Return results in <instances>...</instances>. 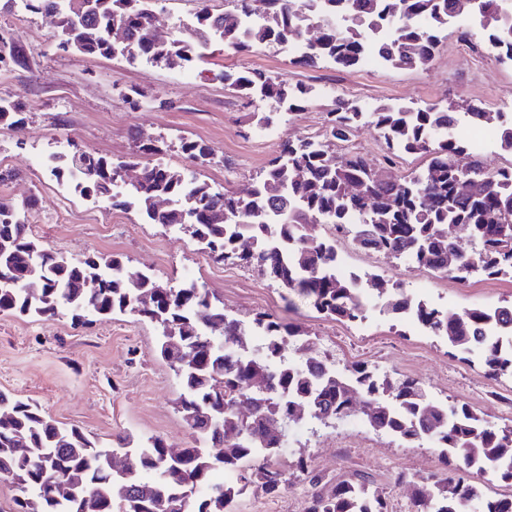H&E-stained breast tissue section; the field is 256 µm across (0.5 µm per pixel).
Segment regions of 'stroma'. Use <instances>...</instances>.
<instances>
[{"mask_svg":"<svg viewBox=\"0 0 512 512\" xmlns=\"http://www.w3.org/2000/svg\"><path fill=\"white\" fill-rule=\"evenodd\" d=\"M20 40L30 65L0 71V98L20 97L26 105L20 127L0 125V168L15 171L0 185V199L30 203L31 234L69 258L114 254L129 269L169 283L193 280L224 302L227 315L242 321L269 312L317 337L331 361L362 364L422 382L443 403H464L495 423L512 422V381L495 382L481 361L467 362L441 336L423 333L416 323L384 316L370 326L337 321L289 296L273 280L240 261L213 258L185 230L149 223L134 206L60 192L37 160L53 144L79 143L109 159L183 167L179 142H204L215 151L212 163L196 167L197 177L216 189L246 194L282 143L299 136L323 140L344 156L357 152L377 172L404 176L425 167L424 158L404 154L386 165V148L371 126H357L348 140L325 135V116L336 98L365 111L380 105L446 107L466 101L489 112L512 114V63L496 52H473L457 37L456 25L441 34L428 68L392 66L370 71L340 70L321 61L303 67L286 60L279 46L238 52L224 46L206 50L202 61L167 69L143 62L93 57L59 49V39L39 15L26 10L0 12V34ZM260 69L289 83L311 87L305 107L290 110L269 99L246 100L217 75ZM138 91L140 106L124 97ZM271 116L274 140L257 139L252 113ZM157 139L159 152L137 153L136 137ZM358 274L415 290L428 283L432 294L456 308H494L512 300V278L460 282L384 254L364 251L351 239L338 240ZM160 332L130 314L73 324L70 316L41 322L0 313V392L36 402L61 426H75L99 446L111 447L120 433L157 436L172 448L192 446L194 436L176 403L181 386L169 364L156 353ZM310 458L329 482L355 472L370 476L385 496L389 512H413L411 489L399 474L430 478L449 472L452 460L427 442L406 443L388 434L357 435L342 424L300 421L288 432V445L276 461L288 483L278 495L250 487L236 497L233 512H308L313 493L296 475L298 455Z\"/></svg>","mask_w":512,"mask_h":512,"instance_id":"1","label":"stroma"}]
</instances>
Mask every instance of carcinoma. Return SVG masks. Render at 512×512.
<instances>
[{"instance_id": "1", "label": "carcinoma", "mask_w": 512, "mask_h": 512, "mask_svg": "<svg viewBox=\"0 0 512 512\" xmlns=\"http://www.w3.org/2000/svg\"><path fill=\"white\" fill-rule=\"evenodd\" d=\"M312 0H225L224 10L203 6L188 37L162 32L152 21L154 0H89L82 9L71 2L25 0V9L41 15L60 36V46L91 56L138 59L167 68L183 67L201 56L200 48L222 43L237 49L299 37L301 7ZM321 17L342 16V29L322 26L303 64L322 59L339 68L359 63L371 32L394 26L392 38L373 39L378 54L400 68L425 67L439 42V32L454 15L480 16L482 39L512 61V33L504 30L498 0H320ZM426 15L430 23L418 24ZM254 24L243 31L242 19ZM27 66L25 49L14 39H0V69ZM245 97L271 98L288 108L307 102L306 90L287 80L252 70L217 75ZM471 122H497L512 151V119L466 105ZM364 119L347 99L326 113L328 133L344 141ZM21 99L0 98V124H23ZM458 115L435 107L413 110L381 106L368 123L388 149L428 158L425 169L403 177H384L359 153L343 160L312 138L286 141L268 162L250 193L240 196L212 187L183 171L145 164L129 191L152 224L179 225L210 253L257 267L318 312L340 321L362 318L355 289L336 276L335 241L315 233L332 224L364 250L406 257L419 266L464 281L474 274L487 279L512 276V167L482 171L479 161L454 134ZM193 164L213 160L200 142L181 145ZM131 166L73 145L50 173L80 174L74 190L113 206L127 201L113 186ZM168 205L159 206V201ZM33 203L0 201V312L19 313L49 322L70 315L129 313L157 324L160 356L179 377L183 393L178 410L195 435L190 448H171L159 437L143 441L130 434L116 447L130 451L126 468L115 471L109 455L77 427L63 428L33 402L0 393V478L9 477L17 494L10 512H167L176 496H190L188 512H231L236 496L250 484L277 494L288 483L272 461L287 442L289 425L301 415L323 424L360 413L372 429L406 441L432 436L456 460L449 477L431 485L407 477L415 512H512V493L488 495L471 479V470L491 471L512 486V425L478 417L465 403L440 404L424 384L408 377L377 378L362 365L341 375L324 357L317 338L304 335L276 316L260 313L251 330L270 337L251 357L236 355L247 344L248 329L224 313V302L194 283L174 286L129 270L111 254L69 259L29 233L26 212ZM359 222L350 223L353 215ZM97 279V292L84 288ZM368 280L384 306L397 317L408 292ZM423 328L448 338L452 347L483 352L485 373L512 376V346L506 337L484 332L490 310L462 312L431 306L417 312ZM193 351L196 364L184 356ZM222 448L212 456L205 445ZM297 471L316 488L309 512H388L385 498L356 473L327 485L299 456ZM235 475L214 478L216 470Z\"/></svg>"}]
</instances>
